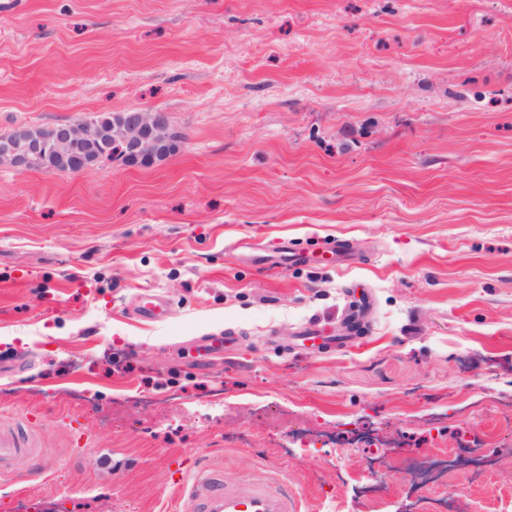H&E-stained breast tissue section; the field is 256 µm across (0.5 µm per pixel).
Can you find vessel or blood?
<instances>
[{"mask_svg": "<svg viewBox=\"0 0 512 512\" xmlns=\"http://www.w3.org/2000/svg\"><path fill=\"white\" fill-rule=\"evenodd\" d=\"M37 437L27 425L0 426V475L16 459L37 454ZM176 512H301L299 500L283 479L260 476L239 486L225 487L208 465L184 474L178 484Z\"/></svg>", "mask_w": 512, "mask_h": 512, "instance_id": "b4317fda", "label": "vessel or blood"}]
</instances>
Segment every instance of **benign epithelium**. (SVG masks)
<instances>
[{"label":"benign epithelium","instance_id":"1","mask_svg":"<svg viewBox=\"0 0 512 512\" xmlns=\"http://www.w3.org/2000/svg\"><path fill=\"white\" fill-rule=\"evenodd\" d=\"M169 127L165 112L131 110L119 112L112 127L103 130L93 121L64 123L51 128L55 146L43 132L21 128L0 136V164L7 163L18 170H27L39 157H50L55 172L88 171L99 161L97 141L115 137L122 141L126 153L136 164H153L168 146L166 128Z\"/></svg>","mask_w":512,"mask_h":512}]
</instances>
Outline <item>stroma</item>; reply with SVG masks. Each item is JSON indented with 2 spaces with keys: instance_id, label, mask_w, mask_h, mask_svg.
<instances>
[{
  "instance_id": "stroma-1",
  "label": "stroma",
  "mask_w": 512,
  "mask_h": 512,
  "mask_svg": "<svg viewBox=\"0 0 512 512\" xmlns=\"http://www.w3.org/2000/svg\"><path fill=\"white\" fill-rule=\"evenodd\" d=\"M130 109L178 149L0 165V425L37 413L54 462L0 478L7 512H166L201 462L303 512H512V0L0 9V135ZM336 237L353 267L320 260ZM363 297L364 333L313 352ZM210 334L236 342L204 362ZM354 426L394 442L372 496L368 449L297 441ZM463 439L501 468L415 478Z\"/></svg>"
}]
</instances>
